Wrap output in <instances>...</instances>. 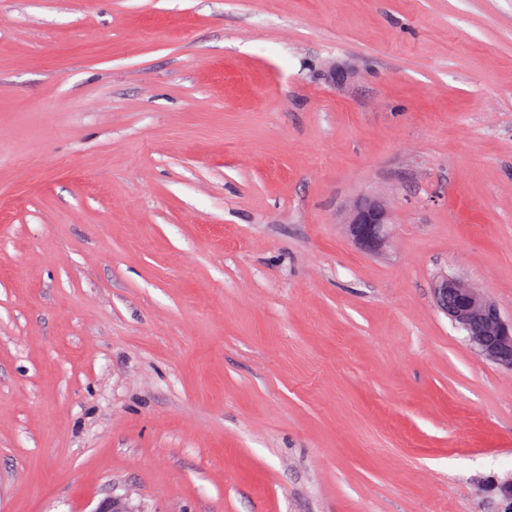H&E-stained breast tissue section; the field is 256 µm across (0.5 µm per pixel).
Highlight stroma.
<instances>
[{"instance_id": "35a3bbf8", "label": "stroma", "mask_w": 512, "mask_h": 512, "mask_svg": "<svg viewBox=\"0 0 512 512\" xmlns=\"http://www.w3.org/2000/svg\"><path fill=\"white\" fill-rule=\"evenodd\" d=\"M444 270L512 316V0H0V512H502ZM341 224L347 235L362 250L380 251L388 241L387 228L391 224L390 211L379 198H358L346 210ZM91 512H145L130 497L108 495Z\"/></svg>"}]
</instances>
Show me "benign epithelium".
Segmentation results:
<instances>
[{
    "instance_id": "1",
    "label": "benign epithelium",
    "mask_w": 512,
    "mask_h": 512,
    "mask_svg": "<svg viewBox=\"0 0 512 512\" xmlns=\"http://www.w3.org/2000/svg\"><path fill=\"white\" fill-rule=\"evenodd\" d=\"M342 224L362 250L377 252L388 241L390 211L379 198L365 196L346 210ZM433 295L440 312L462 329L475 353L499 366L512 368V318L467 280L444 272L437 276ZM91 512H145L125 496L108 495Z\"/></svg>"
}]
</instances>
